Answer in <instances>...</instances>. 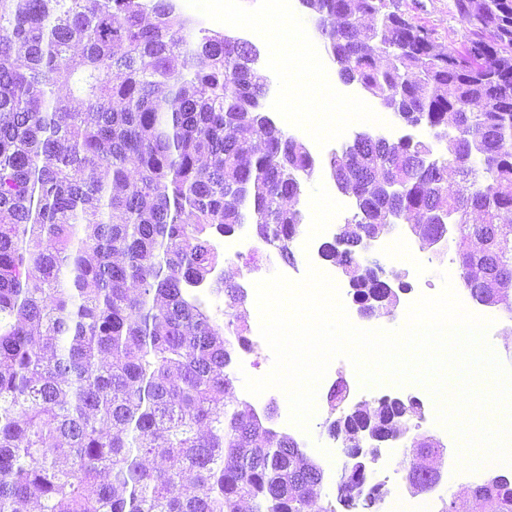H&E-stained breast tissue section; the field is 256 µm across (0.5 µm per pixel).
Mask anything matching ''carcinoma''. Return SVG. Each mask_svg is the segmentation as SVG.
<instances>
[{"mask_svg":"<svg viewBox=\"0 0 512 512\" xmlns=\"http://www.w3.org/2000/svg\"><path fill=\"white\" fill-rule=\"evenodd\" d=\"M331 62L432 133L371 134L330 159L359 201L335 243L354 300L393 303L384 267L364 259L393 215L423 216L481 287L512 274V0H455L469 28L442 52L396 0H308ZM266 77L252 51L194 30L177 0H0V512H311L324 469L272 418L224 400L248 346L242 289L223 279L228 325L191 288L220 262L214 239L244 224L285 251L302 213L284 202L312 176L306 146L258 111ZM64 87L68 96L58 89ZM460 188L448 193V170ZM399 192L388 195L385 184ZM453 215L448 226L441 219ZM327 394L329 432L362 449L339 503L381 501L368 480L367 424L392 439L422 407ZM408 483L446 448L418 435ZM159 455L166 465L148 469ZM480 512H512V482L475 488Z\"/></svg>","mask_w":512,"mask_h":512,"instance_id":"1","label":"carcinoma"}]
</instances>
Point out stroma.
I'll use <instances>...</instances> for the list:
<instances>
[{"label": "stroma", "mask_w": 512, "mask_h": 512, "mask_svg": "<svg viewBox=\"0 0 512 512\" xmlns=\"http://www.w3.org/2000/svg\"><path fill=\"white\" fill-rule=\"evenodd\" d=\"M259 0H239L236 16L226 18L225 30L232 35L251 39L261 55L260 70L270 79L269 91L283 102L286 112L292 113L311 130H318L317 115L325 106L317 87L295 92L291 85L299 81L296 72L297 62L293 54L287 53L277 38L259 36L265 17L257 9ZM399 9L413 22L432 30L435 41L443 49L459 47L468 37V28L455 14L453 0H399ZM342 198L331 176L328 154L315 157V169L310 180L306 181L297 199V206L303 215L314 216L318 222L329 223L331 229L346 224L354 214L353 208L340 207ZM393 239L401 242L399 250L390 252L383 242H376L370 250L371 258L383 263L386 271L397 272L402 281L408 283V292L399 296L396 305L385 312L370 318L359 317L349 294L348 282L341 266L334 262L315 258V265L325 266L335 277L341 300L351 322L364 329L389 328L403 319L411 294H437L442 288L443 271H451V282L455 290L463 285L457 273L459 258L453 244L443 243L438 248L428 247L411 234L408 222H401L393 232Z\"/></svg>", "instance_id": "stroma-1"}]
</instances>
